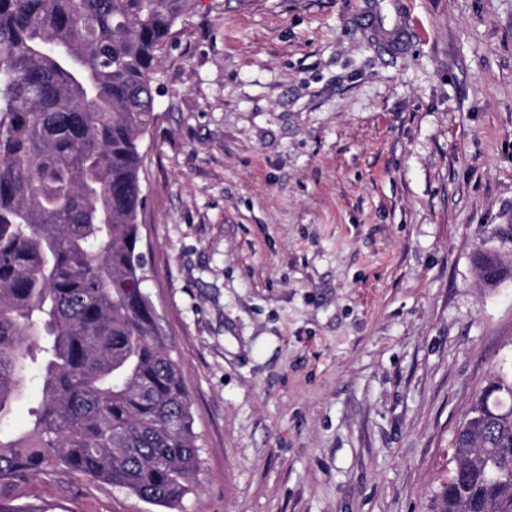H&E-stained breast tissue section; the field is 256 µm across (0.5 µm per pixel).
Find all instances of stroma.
I'll list each match as a JSON object with an SVG mask.
<instances>
[{"mask_svg": "<svg viewBox=\"0 0 512 512\" xmlns=\"http://www.w3.org/2000/svg\"><path fill=\"white\" fill-rule=\"evenodd\" d=\"M138 222L201 448L183 512H430L512 373V0H192ZM0 512H159L29 476ZM476 262L482 273L484 282L490 286L495 287L504 278L512 274V270L505 269L501 262L493 255L480 251L476 255Z\"/></svg>", "mask_w": 512, "mask_h": 512, "instance_id": "1", "label": "stroma"}]
</instances>
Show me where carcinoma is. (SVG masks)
Returning a JSON list of instances; mask_svg holds the SVG:
<instances>
[{
    "label": "carcinoma",
    "instance_id": "obj_1",
    "mask_svg": "<svg viewBox=\"0 0 512 512\" xmlns=\"http://www.w3.org/2000/svg\"><path fill=\"white\" fill-rule=\"evenodd\" d=\"M189 0H0V485L65 468L174 510L201 465L137 217L159 54ZM494 287L512 270L480 251ZM433 512H512V375L475 395Z\"/></svg>",
    "mask_w": 512,
    "mask_h": 512
}]
</instances>
